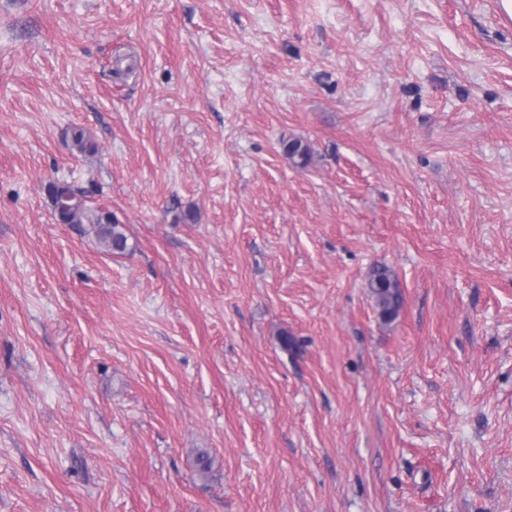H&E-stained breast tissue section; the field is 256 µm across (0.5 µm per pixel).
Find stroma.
Wrapping results in <instances>:
<instances>
[{
    "label": "stroma",
    "instance_id": "obj_1",
    "mask_svg": "<svg viewBox=\"0 0 512 512\" xmlns=\"http://www.w3.org/2000/svg\"><path fill=\"white\" fill-rule=\"evenodd\" d=\"M0 512H512L498 0H0ZM285 153L296 168H306L312 158L311 149L300 139H290L285 144ZM58 187L61 190L71 194L73 197L76 195L67 187L60 185H50ZM66 194L65 199H71V196ZM77 198V197H76ZM74 205L65 212H62L58 219L64 224H91L99 239L105 243L113 253L123 254L127 251V237L121 230L119 224L112 220L109 213L93 212L85 207L82 200L77 198L73 200ZM369 287L381 318L387 321L394 319L403 305V297L393 274L385 266L376 267Z\"/></svg>",
    "mask_w": 512,
    "mask_h": 512
}]
</instances>
